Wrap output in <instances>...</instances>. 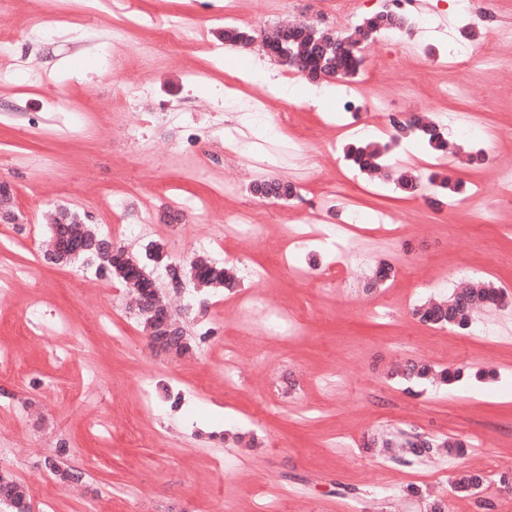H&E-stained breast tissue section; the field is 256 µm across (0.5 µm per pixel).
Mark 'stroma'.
Returning a JSON list of instances; mask_svg holds the SVG:
<instances>
[{
    "mask_svg": "<svg viewBox=\"0 0 512 512\" xmlns=\"http://www.w3.org/2000/svg\"><path fill=\"white\" fill-rule=\"evenodd\" d=\"M143 26L112 43L106 19L79 34L52 33L35 42L21 23L36 0L0 9V34L14 43L0 53V183L10 188L0 223V279L12 280L0 301V341L13 351L0 368V471L25 484L33 512H426L429 500L446 512H478L457 496L451 479L465 470L490 474L512 467V305L479 315L495 336L430 327L412 315L431 296H448L459 281L476 279L512 288V206L485 210L496 197L492 168L460 153L446 163L465 187H481L483 203L436 208L420 194L355 177L342 160L349 136L338 118V92L361 90L362 113L404 117L479 114L490 128H512V0H418L409 32L369 41L352 77L330 82L321 97L280 96L289 66L262 46L264 32L284 16L346 33L334 0H134ZM202 31L192 43H169L170 18ZM502 22L501 63L451 67L448 24L470 28L481 41L492 19ZM233 25L253 37L250 55L225 44ZM154 63L136 67L138 57ZM41 72L32 84L28 73ZM263 111L292 116L293 125L261 133L246 120L253 101ZM238 127L250 148L224 154V129ZM322 137L305 144L316 161L295 199L263 200L251 192L260 176H288V146L303 128ZM209 132L210 142L195 136ZM343 194H328L333 183ZM38 187L39 207L27 201ZM207 198L204 222L174 211L170 193ZM151 226L141 230L143 199ZM250 208L264 237L233 243L262 263L283 227L320 215L329 224H354L359 248L371 260L321 290L269 268L265 278H240L237 288L197 291L188 272L202 257L224 262V222ZM137 258L158 243L179 267L180 287L151 267L161 295L191 337L189 353L151 347L148 330L128 302L130 290L79 260L52 264L42 257L58 210ZM393 215L403 227L391 235L375 222ZM411 260L409 276L375 288L383 262ZM29 277L14 279L18 268ZM262 294L272 307L289 306L306 319L292 336L263 335L240 300ZM40 318L28 320L31 307ZM232 360V377L224 362ZM467 365L496 370L482 386L390 377L397 363ZM404 431L466 443L465 455H442L409 465L393 462L371 441ZM59 457L81 483L61 480L44 466ZM423 499L403 495L407 486Z\"/></svg>",
    "mask_w": 512,
    "mask_h": 512,
    "instance_id": "obj_1",
    "label": "stroma"
}]
</instances>
